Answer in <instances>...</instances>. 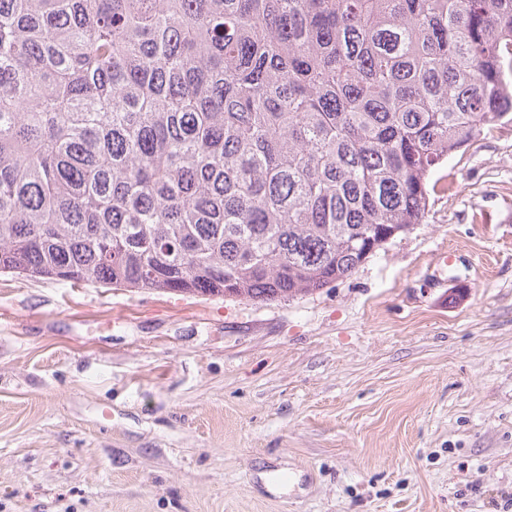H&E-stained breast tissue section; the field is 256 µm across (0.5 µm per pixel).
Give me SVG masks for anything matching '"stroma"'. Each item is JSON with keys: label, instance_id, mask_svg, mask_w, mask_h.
Here are the masks:
<instances>
[{"label": "stroma", "instance_id": "1", "mask_svg": "<svg viewBox=\"0 0 512 512\" xmlns=\"http://www.w3.org/2000/svg\"><path fill=\"white\" fill-rule=\"evenodd\" d=\"M274 302L0 272V512H512V124Z\"/></svg>", "mask_w": 512, "mask_h": 512}]
</instances>
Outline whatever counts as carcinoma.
<instances>
[{
    "instance_id": "cac0c4a2",
    "label": "carcinoma",
    "mask_w": 512,
    "mask_h": 512,
    "mask_svg": "<svg viewBox=\"0 0 512 512\" xmlns=\"http://www.w3.org/2000/svg\"><path fill=\"white\" fill-rule=\"evenodd\" d=\"M506 113L512 0H0V271L309 295Z\"/></svg>"
}]
</instances>
